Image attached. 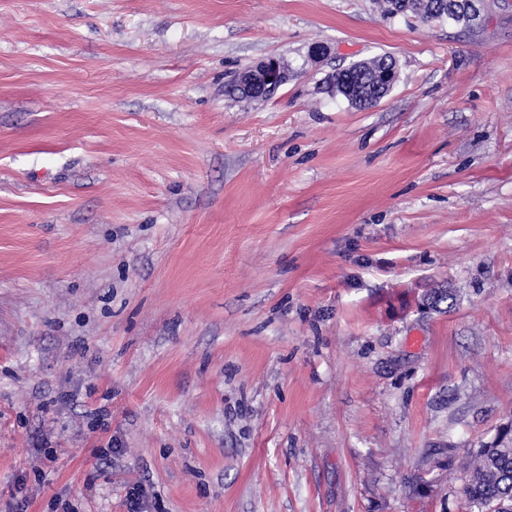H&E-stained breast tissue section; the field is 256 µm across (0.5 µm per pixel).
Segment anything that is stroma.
<instances>
[{"mask_svg":"<svg viewBox=\"0 0 512 512\" xmlns=\"http://www.w3.org/2000/svg\"><path fill=\"white\" fill-rule=\"evenodd\" d=\"M511 425L512 0H0V512H466ZM455 2L462 3L461 1ZM377 3L382 13L387 17L406 16L405 10L411 6L413 16L426 23L448 20V22L472 25L477 17L457 14L456 11L452 10V6L456 3H452L451 0H417L410 2L404 0H377ZM288 77V69L280 59L269 57L238 74L234 82L245 91L268 98L287 83ZM267 78H271V81H267ZM392 60L390 56H379L368 61H363L357 66H350L337 72L332 84L336 86V91L341 93H344L341 87H347V80H351L354 84L364 86L366 80L370 79L375 72L383 70Z\"/></svg>","mask_w":512,"mask_h":512,"instance_id":"1","label":"stroma"}]
</instances>
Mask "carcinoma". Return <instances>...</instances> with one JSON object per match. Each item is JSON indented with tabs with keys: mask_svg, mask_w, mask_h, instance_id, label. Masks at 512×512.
Listing matches in <instances>:
<instances>
[{
	"mask_svg": "<svg viewBox=\"0 0 512 512\" xmlns=\"http://www.w3.org/2000/svg\"><path fill=\"white\" fill-rule=\"evenodd\" d=\"M377 3L387 17L403 16L409 8L415 17L426 23L448 20L471 25L476 20L474 16L457 14L449 0H377ZM391 61L389 56H379L350 66L336 73L333 85L338 92L348 80L362 86ZM464 471L461 494L466 512H512L511 438L503 434L472 451Z\"/></svg>",
	"mask_w": 512,
	"mask_h": 512,
	"instance_id": "1",
	"label": "carcinoma"
}]
</instances>
